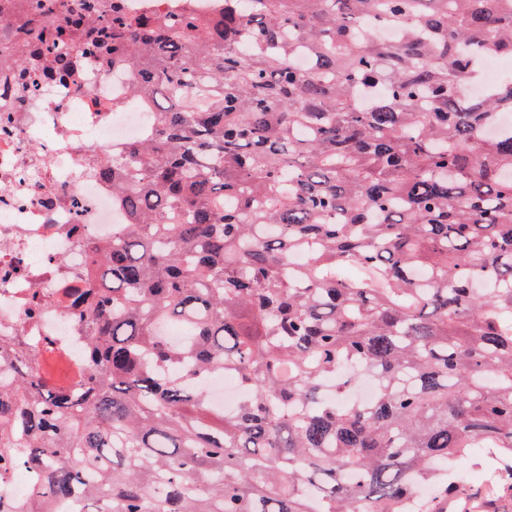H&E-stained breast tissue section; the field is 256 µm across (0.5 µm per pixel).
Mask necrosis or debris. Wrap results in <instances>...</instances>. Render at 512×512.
<instances>
[{"mask_svg":"<svg viewBox=\"0 0 512 512\" xmlns=\"http://www.w3.org/2000/svg\"><path fill=\"white\" fill-rule=\"evenodd\" d=\"M132 85L123 64L44 79L24 95L0 74V337L59 362L68 384L86 368L88 332L58 308L57 290L72 277L94 283L89 244L111 243L129 221L98 171L156 124Z\"/></svg>","mask_w":512,"mask_h":512,"instance_id":"4bbe7bcc","label":"necrosis or debris"}]
</instances>
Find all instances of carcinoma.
Segmentation results:
<instances>
[{
	"label": "carcinoma",
	"instance_id": "1",
	"mask_svg": "<svg viewBox=\"0 0 512 512\" xmlns=\"http://www.w3.org/2000/svg\"><path fill=\"white\" fill-rule=\"evenodd\" d=\"M220 2L0 20L19 69L126 62L158 112L102 169L132 222L61 291L84 375L0 340V478L34 481L0 512H448L483 456L512 490V78L461 97L512 56V0ZM508 71L510 69L499 66L495 58L485 57L482 79L480 82L469 86L468 99L481 97L489 87L497 83L502 75ZM206 391L210 403L213 407L224 413H232L235 411L240 393L239 391L233 396V390L223 384L220 378H211L207 380Z\"/></svg>",
	"mask_w": 512,
	"mask_h": 512
}]
</instances>
